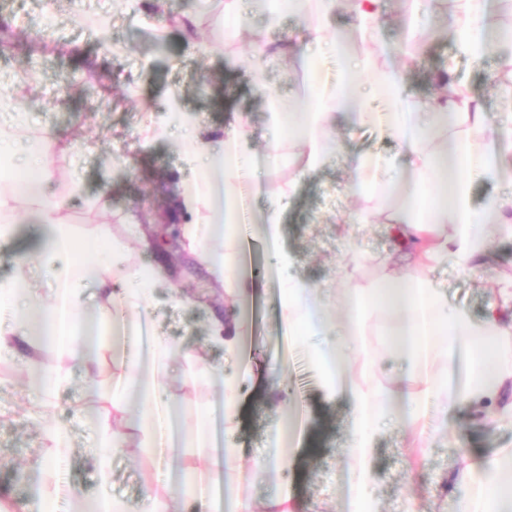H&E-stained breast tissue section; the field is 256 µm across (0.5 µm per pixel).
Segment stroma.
I'll return each instance as SVG.
<instances>
[{"label": "stroma", "instance_id": "1", "mask_svg": "<svg viewBox=\"0 0 512 512\" xmlns=\"http://www.w3.org/2000/svg\"><path fill=\"white\" fill-rule=\"evenodd\" d=\"M245 26L237 41H228L221 0H163L153 9L148 0H0V94L11 92L19 77L34 73L20 106L34 128H48L58 138L53 157L54 192H66L71 178H81L87 194H102L96 209L83 199L71 202L70 224L90 229L108 225L112 239L125 242L134 262L161 263L172 282L190 294L194 305L166 301L155 307V334L204 344L211 316L224 313V301L206 271L184 253L160 215L168 210V192L194 171L184 163L186 146L180 136L144 144L141 131L159 118L169 92H176L186 111L200 115L216 133L237 119L248 121L251 136L245 154L262 161L276 151L279 162L246 197L248 213L264 210L277 197L298 163L301 145L282 139L268 141V114L263 92L294 104L305 74L293 56L258 58L250 52L254 33L285 45L299 34L295 14H283L267 26L250 0ZM424 9L434 23L413 20L411 0H383L381 25L372 43L386 49L381 62H403L397 46L410 23H417L420 51L406 72V89L417 100L440 89L439 76L468 89L492 118L512 110L502 96L498 58L487 55L473 62L455 45L453 0H426ZM82 11L86 22L73 21ZM195 12L199 27L186 38L177 26L183 13ZM122 45L112 54V45ZM336 149L297 184L281 214L282 241L293 258V276L320 284L330 309H337L346 290L374 288L386 269L410 271L411 260L397 249L383 218L394 211L396 196H378L370 204L381 216L378 224L341 225L336 217L360 207L351 190L355 180L351 159L367 154L392 157L403 146L376 127L339 123ZM140 215L162 244L160 251L141 254L129 242L124 217ZM240 267L253 281L243 302L241 345L234 354L212 351L213 363L240 372V424L235 442L243 464L268 452L278 429L290 426L298 435L299 451L280 478L303 512H345L350 472L351 409L344 398L327 403L323 381L302 347L285 336L277 290L268 281V248L245 233L239 239ZM387 265H380V258ZM451 305L483 317L501 306V288L512 281V235L496 234L483 263L464 270L448 262L433 273ZM393 318L377 311L368 321L363 344L378 363L377 378L392 387L405 370L387 353ZM103 390L105 378L90 382L71 369L66 384L36 399L28 388L19 360L0 361V505L22 512L33 496L30 466L45 455L36 419L47 403L54 420L65 428L67 441L58 458L66 466L63 486L87 498L108 487L112 496L136 499L155 472L137 445L111 455L107 478H100L90 457L97 434L81 409L90 387ZM495 406H459L447 426L431 427L423 440L412 438L397 424L388 425L375 442L374 478L369 493L377 512H459L466 489L458 479L460 467H482L502 448H512V421L495 415Z\"/></svg>", "mask_w": 512, "mask_h": 512}]
</instances>
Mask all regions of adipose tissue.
Instances as JSON below:
<instances>
[{
    "instance_id": "ef3b65f1",
    "label": "adipose tissue",
    "mask_w": 512,
    "mask_h": 512,
    "mask_svg": "<svg viewBox=\"0 0 512 512\" xmlns=\"http://www.w3.org/2000/svg\"><path fill=\"white\" fill-rule=\"evenodd\" d=\"M381 2L310 0L298 12L299 24L309 38L295 41L292 49L307 72L310 89L292 113L270 102L269 130L276 143L285 122L293 123L295 139L305 147L296 171L300 177L324 162L335 145L338 121L379 124L399 138L406 149L402 159L353 158L354 190L364 198L378 189L400 193L401 207L387 221L413 255L414 271L387 276L367 291H348L343 317L334 321L319 302L317 286L288 274L291 257L281 243V199L273 200L259 219L262 238L273 246L279 307L288 334L298 340L313 339L315 364L322 377L331 381L330 397H347L354 412L349 458L360 489L350 512H374L365 493L373 480V441L391 418L412 431L421 424L444 423L458 402L493 401L500 386L512 381V323H503L495 314L477 319L464 308L449 306L446 293L429 275L433 265L448 260L469 266L484 253L496 228L512 224V193L480 210L469 200L474 180L502 172L493 142L474 139L475 134L490 132L492 122L468 92L454 86L424 102L411 100L403 69L379 68L373 53L355 52L357 39L373 37ZM458 2L455 35L460 52L477 62L487 54H498L501 71L512 77V28L491 19L487 0ZM341 9L353 19L351 30L327 37L329 21ZM326 51L343 65L341 80L332 88L322 84L321 57ZM365 76L388 98L389 112L367 110L359 93ZM438 128L449 136L443 148L433 149L426 139ZM179 131L190 136L187 162L199 171L196 179L179 182L172 190L177 209L189 217L181 228L182 245L233 305L252 289L251 281L239 271L235 254L228 251L237 240L239 185L245 166L242 150L249 131L239 121L217 139L198 122L173 126L161 121L147 125L143 134L145 140L154 141ZM56 142L51 131L30 133L22 113L0 122V159L14 164L30 158L36 163L33 181L23 188L0 186V244L15 236L22 222L15 203L25 200L43 276L54 287L51 295H42L26 259L15 263L9 278L0 279V356L25 349L28 379L35 392L43 393L62 384L72 365L95 379L102 367L100 342L110 339L112 386L92 415L104 447L121 450L136 436L152 459L159 446L155 409L167 404L162 378L172 364L203 365L207 384L222 394L218 422L206 420L184 429L177 441L184 449H203L205 466L176 465L173 480L146 483L134 501L100 491L91 502L94 512H186V505L196 500L203 503L205 512H297L278 485L257 505L245 496L247 478L272 482L288 470L292 457L276 449L254 460L250 468L242 467L234 442L239 418L236 374L211 364L208 346L173 342L151 333L152 301L160 294L179 296L165 267L135 265L128 249L116 243L106 259L90 254L75 262L72 243L79 232L68 224L67 210L70 200L82 195L83 186L74 179L66 193L51 191L55 180L51 147ZM381 308L396 318L389 349L415 374L412 390L364 387L347 378V356L361 352L365 325ZM440 348L448 358L461 359L465 374L459 386H451L435 370L432 359ZM51 351L59 354V361L44 360V353ZM506 469H512V449L487 462L482 477L465 469L462 483H477L479 492L461 512H512V485L500 482Z\"/></svg>"
}]
</instances>
